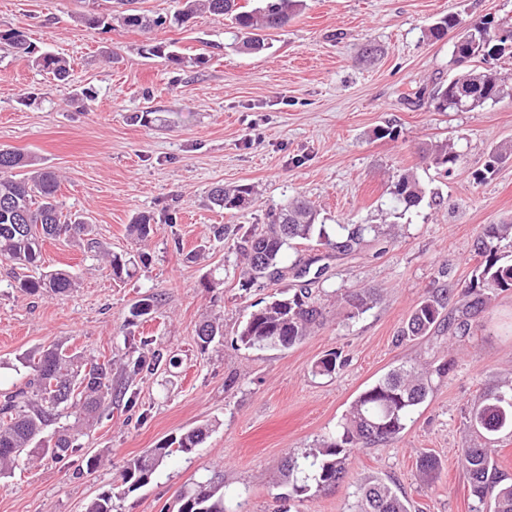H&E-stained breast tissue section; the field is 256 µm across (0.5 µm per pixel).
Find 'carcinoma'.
<instances>
[{"instance_id":"obj_1","label":"carcinoma","mask_w":512,"mask_h":512,"mask_svg":"<svg viewBox=\"0 0 512 512\" xmlns=\"http://www.w3.org/2000/svg\"><path fill=\"white\" fill-rule=\"evenodd\" d=\"M303 6V0H260L245 10L237 0H175L173 12L153 16L138 9H127L119 15L121 24L147 36L145 54L164 57L180 64L181 58L151 34L159 29L182 26L198 12L224 16L232 21L240 34L238 49L258 53L269 48V36L283 28ZM462 28L461 41L453 47L451 62L461 71L445 84L432 89L429 98L438 112H471L492 105L508 95L500 73L474 65L487 56L512 53V23L485 18L474 27H461V20L447 15L431 25L425 36L440 41L448 31ZM0 42L7 44L21 59L52 76L65 81L70 75V62L49 50L34 45L26 32L18 28H0ZM425 155L437 166L453 169L460 154L448 140L435 142ZM58 179L55 173L36 167L21 152L0 150V258L26 267H38L45 241L63 238L75 246L93 248V229L77 214H65L56 199ZM395 200L405 208L417 206L424 191L415 175H399L392 191ZM208 200L228 211L245 210L255 203L253 187L220 185L213 188ZM317 211L305 200L295 198L270 215L266 224L253 227L244 238L241 253L245 260L243 287L261 279H283L288 273L302 278L306 264H281L284 248L294 241L325 238L324 225L317 223ZM150 219L140 216L129 225V234L137 240L149 236ZM377 232L374 225L349 227L338 225L334 247L340 253L355 250L364 234ZM512 239V224H490L478 247L483 261L476 267L469 283L461 289V316L447 320L443 316L453 289L444 288L423 297L411 309L401 330V337L427 336L448 330V335L461 340L470 336L471 312L487 308L497 292L512 288V258L499 253L498 243ZM112 279L123 281L136 272L135 256L106 253ZM15 287L31 296L46 293L64 295L76 287L69 272L49 271L38 277L16 278ZM346 318L354 319L370 308L371 293L350 292L341 297ZM323 319L312 292L301 285L293 296L274 298L263 307L251 311L237 331L238 341L248 347L289 349L300 343ZM222 326L204 320L197 336L201 350L218 336ZM30 369L22 387L0 393V478L14 474L21 464L41 455L61 459L75 448L81 428L100 418L112 401V361H86L60 344L38 350L23 361ZM345 366L337 351L325 354L315 364V373L332 375ZM431 372L412 365H400L364 390L352 403L340 431L321 443L299 462L286 461L282 476L292 493L303 495L311 484L319 487L339 482L347 473V465L355 450L369 445L388 444L398 439L407 420L422 404L430 390ZM63 418L73 424L54 432V438L43 439L44 432ZM212 424L189 429L143 454L127 461L115 479L117 487L130 492L147 485L163 462L175 453L188 455L204 440ZM512 431V380L499 389L484 394L472 408L466 422L469 446L461 449L459 464L465 472L472 502L470 512H512V481L505 478L490 448L491 436ZM357 512H410L409 503L379 478H368L358 486ZM86 512H114L112 491L101 493ZM177 512H224V481L214 475L185 489L179 498Z\"/></svg>"}]
</instances>
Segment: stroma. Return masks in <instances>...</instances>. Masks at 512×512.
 <instances>
[{
  "instance_id": "35a3bbf8",
  "label": "stroma",
  "mask_w": 512,
  "mask_h": 512,
  "mask_svg": "<svg viewBox=\"0 0 512 512\" xmlns=\"http://www.w3.org/2000/svg\"><path fill=\"white\" fill-rule=\"evenodd\" d=\"M84 9L82 0H0V26L23 29L73 66L68 81H52L0 45V149L55 172L63 211L88 212L104 247L144 262L117 283L104 258L50 240L43 269L70 271L77 285L37 297L13 287L19 268L0 261V391L25 383L22 357L56 343L112 361L102 418L63 461L39 460L0 480V512H85L128 460L205 421L213 430L204 443L116 498L115 512H167L184 487L215 473L224 476V512H354L368 477L391 484L411 512H469L458 464L469 441L463 422L484 393L512 379V289L497 294L463 341L397 336L427 292L469 282L488 225L512 224V159L485 171L494 149L512 142V97L439 112L406 96L454 74L453 40L426 39L430 25L448 14L512 21V0H307L260 53L236 50L230 22L202 12L157 33L185 57L180 68L145 57L143 35L120 23L87 28ZM201 53L209 63L193 65ZM85 89L94 100L76 102ZM383 127L395 138L378 137ZM445 139L461 154L450 171L421 157L422 147ZM406 171L425 190L407 210L390 193ZM221 184L252 186L254 206L209 207ZM297 196L312 202L328 235L341 224L379 231L347 254L316 240L287 249L284 265L322 269L311 290L324 322L287 350L244 347L237 329L248 313L300 282L243 287L237 245ZM142 214L153 232L138 242L127 227ZM367 288L377 303L346 319L338 295ZM146 298L150 313L132 318ZM214 317L224 334L200 349L198 325ZM331 351L346 366L314 374ZM155 355L152 373H130L132 359ZM449 360L452 372L434 379L398 440L356 450L336 485L289 497L284 460L335 436L364 389L399 364ZM423 453L436 461L426 481L417 468ZM91 455L101 458L93 470L84 462Z\"/></svg>"
}]
</instances>
